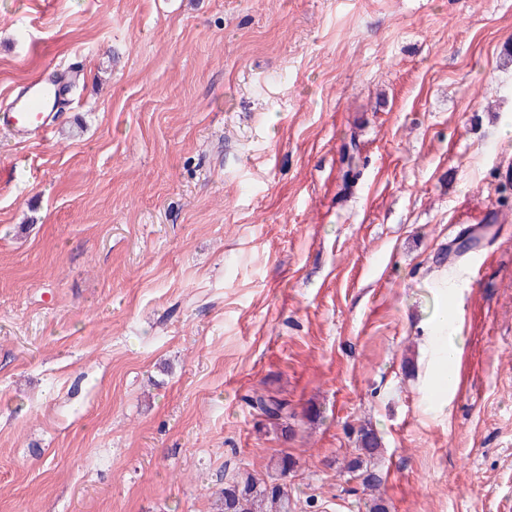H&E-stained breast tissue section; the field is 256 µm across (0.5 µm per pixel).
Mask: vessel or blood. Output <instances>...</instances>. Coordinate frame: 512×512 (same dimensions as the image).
Segmentation results:
<instances>
[{
    "mask_svg": "<svg viewBox=\"0 0 512 512\" xmlns=\"http://www.w3.org/2000/svg\"><path fill=\"white\" fill-rule=\"evenodd\" d=\"M65 86V81L53 74L29 84L20 96L0 107V128L26 141L47 139L54 129L51 108Z\"/></svg>",
    "mask_w": 512,
    "mask_h": 512,
    "instance_id": "b4317fda",
    "label": "vessel or blood"
}]
</instances>
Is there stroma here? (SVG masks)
Here are the masks:
<instances>
[{"label":"stroma","mask_w":512,"mask_h":512,"mask_svg":"<svg viewBox=\"0 0 512 512\" xmlns=\"http://www.w3.org/2000/svg\"><path fill=\"white\" fill-rule=\"evenodd\" d=\"M56 71L0 129V512H512V0H0V105ZM66 82L57 75L29 84L24 92L0 107V128L7 129L23 141L46 140L53 132L51 108L65 90ZM245 400L252 409L269 418L280 419L288 413V403L274 396H247ZM288 490L281 484H260L251 477L233 479L221 492L220 512H288Z\"/></svg>","instance_id":"1"}]
</instances>
